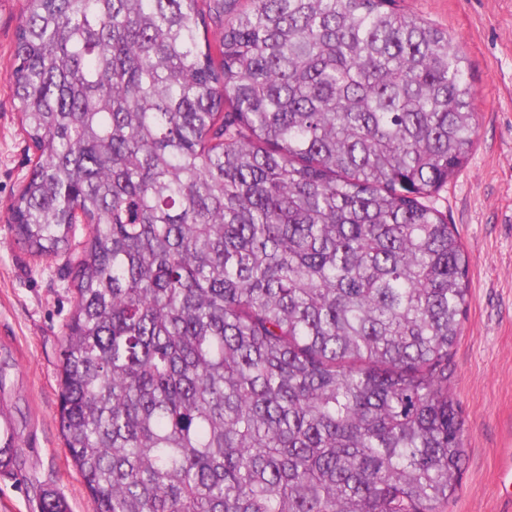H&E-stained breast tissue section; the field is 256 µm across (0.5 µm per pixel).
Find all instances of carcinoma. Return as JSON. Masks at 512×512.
Here are the masks:
<instances>
[{
  "mask_svg": "<svg viewBox=\"0 0 512 512\" xmlns=\"http://www.w3.org/2000/svg\"><path fill=\"white\" fill-rule=\"evenodd\" d=\"M13 57L11 230L56 257L87 227L59 417L95 512H446L470 288L427 201L476 140L448 31L395 0H23Z\"/></svg>",
  "mask_w": 512,
  "mask_h": 512,
  "instance_id": "obj_1",
  "label": "carcinoma"
}]
</instances>
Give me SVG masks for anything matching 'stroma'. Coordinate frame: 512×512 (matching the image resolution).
I'll return each mask as SVG.
<instances>
[{
	"mask_svg": "<svg viewBox=\"0 0 512 512\" xmlns=\"http://www.w3.org/2000/svg\"><path fill=\"white\" fill-rule=\"evenodd\" d=\"M395 5L448 30L477 92V144L430 200L455 225L469 260L470 301L450 359L465 455L448 512H512V0ZM21 8L22 0H0V411L18 436L15 463L0 470V512H39L47 489L71 512H93L59 424L74 274L63 259L28 254L10 229L11 202L32 168L10 84Z\"/></svg>",
	"mask_w": 512,
	"mask_h": 512,
	"instance_id": "obj_1",
	"label": "stroma"
}]
</instances>
